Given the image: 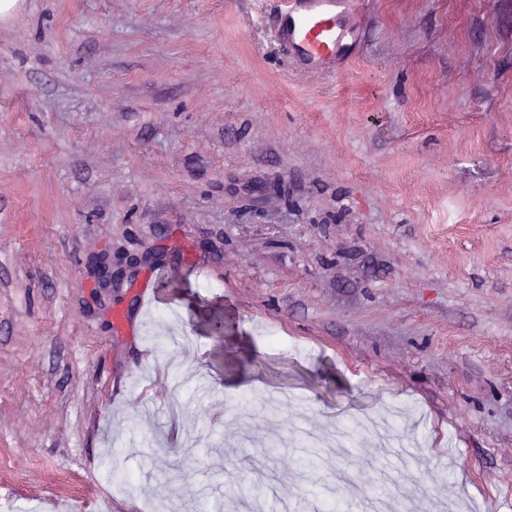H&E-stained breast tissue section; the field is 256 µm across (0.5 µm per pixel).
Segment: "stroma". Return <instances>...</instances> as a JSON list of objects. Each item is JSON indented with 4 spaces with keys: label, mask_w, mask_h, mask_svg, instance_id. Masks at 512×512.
I'll list each match as a JSON object with an SVG mask.
<instances>
[{
    "label": "stroma",
    "mask_w": 512,
    "mask_h": 512,
    "mask_svg": "<svg viewBox=\"0 0 512 512\" xmlns=\"http://www.w3.org/2000/svg\"><path fill=\"white\" fill-rule=\"evenodd\" d=\"M278 6L0 16V512H512V0ZM360 0H286L274 17L281 48L309 72L333 71L348 59L358 40L353 16ZM92 268L96 288L103 291L112 288V283L119 273V269L115 270L113 266L112 250L105 251L95 258Z\"/></svg>",
    "instance_id": "stroma-1"
}]
</instances>
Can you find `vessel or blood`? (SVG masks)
Segmentation results:
<instances>
[{"label": "vessel or blood", "mask_w": 512, "mask_h": 512, "mask_svg": "<svg viewBox=\"0 0 512 512\" xmlns=\"http://www.w3.org/2000/svg\"><path fill=\"white\" fill-rule=\"evenodd\" d=\"M359 5L360 0H285L272 22L274 36L301 69L335 70L357 43L353 16Z\"/></svg>", "instance_id": "vessel-or-blood-1"}]
</instances>
